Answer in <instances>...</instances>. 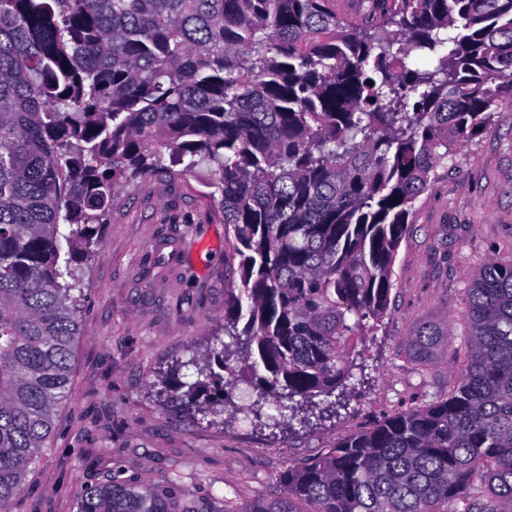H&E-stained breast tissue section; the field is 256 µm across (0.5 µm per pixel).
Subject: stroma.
<instances>
[{
    "label": "stroma",
    "instance_id": "35a3bbf8",
    "mask_svg": "<svg viewBox=\"0 0 512 512\" xmlns=\"http://www.w3.org/2000/svg\"><path fill=\"white\" fill-rule=\"evenodd\" d=\"M209 175L160 171L118 194L99 244L78 262L81 333L72 396L11 512H77L82 487L123 470L138 484L180 490L222 512H246L284 491L285 467L325 454L387 416L447 394L464 352L465 289L476 271L512 259V98L452 147L415 204L395 258L387 314L365 338L368 382L324 429L272 433L253 385L229 393L215 424L177 415L153 384L166 362L204 361L224 326V298L240 284L224 213ZM451 328L428 355L411 341L425 326Z\"/></svg>",
    "mask_w": 512,
    "mask_h": 512
}]
</instances>
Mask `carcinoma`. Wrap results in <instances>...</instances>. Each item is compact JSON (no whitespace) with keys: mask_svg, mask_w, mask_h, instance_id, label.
Masks as SVG:
<instances>
[{"mask_svg":"<svg viewBox=\"0 0 512 512\" xmlns=\"http://www.w3.org/2000/svg\"><path fill=\"white\" fill-rule=\"evenodd\" d=\"M363 2L358 27L335 0H0V512L71 393L72 263L166 157L220 193L241 271L224 335L243 366L218 337L202 366L159 372L157 395L215 423L253 381L254 406L290 430L347 408L415 202L512 97V0ZM466 302L448 395L288 465L284 496L249 512H512V259L484 265ZM443 335L423 329L415 347ZM79 512L174 510L113 476Z\"/></svg>","mask_w":512,"mask_h":512,"instance_id":"1","label":"carcinoma"}]
</instances>
